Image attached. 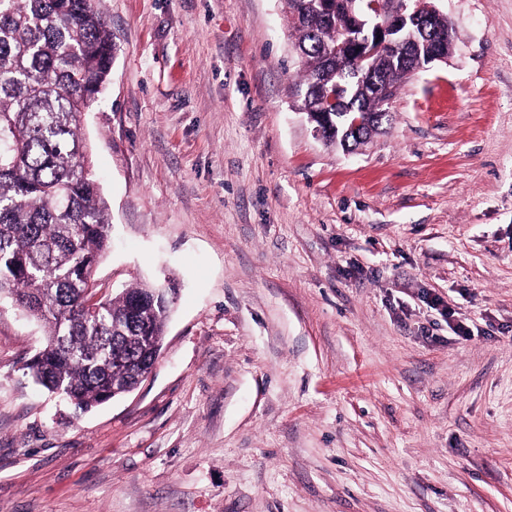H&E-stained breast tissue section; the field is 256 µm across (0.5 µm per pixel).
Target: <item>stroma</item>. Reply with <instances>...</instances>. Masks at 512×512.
Instances as JSON below:
<instances>
[{"label":"stroma","instance_id":"stroma-1","mask_svg":"<svg viewBox=\"0 0 512 512\" xmlns=\"http://www.w3.org/2000/svg\"><path fill=\"white\" fill-rule=\"evenodd\" d=\"M434 4L452 54L349 154L284 0H101L95 278L179 291L152 374L78 417L0 298V512H512V0Z\"/></svg>","mask_w":512,"mask_h":512}]
</instances>
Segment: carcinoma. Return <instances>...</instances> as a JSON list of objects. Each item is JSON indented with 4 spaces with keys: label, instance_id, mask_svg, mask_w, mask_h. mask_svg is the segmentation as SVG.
Returning <instances> with one entry per match:
<instances>
[{
    "label": "carcinoma",
    "instance_id": "1",
    "mask_svg": "<svg viewBox=\"0 0 512 512\" xmlns=\"http://www.w3.org/2000/svg\"><path fill=\"white\" fill-rule=\"evenodd\" d=\"M285 0L300 59L298 110L342 146L344 112L362 125L359 147L389 122L374 86L394 89L419 60L448 56V16L424 11L428 37L404 52L385 48L352 75L363 47L351 31L361 0ZM99 0H0V293L45 327L27 364L33 378L77 413L128 393L161 351L176 284L136 282L107 294L99 309L94 269L110 245L111 217L91 173L82 115L112 69L114 45ZM337 96L332 104L328 96Z\"/></svg>",
    "mask_w": 512,
    "mask_h": 512
}]
</instances>
